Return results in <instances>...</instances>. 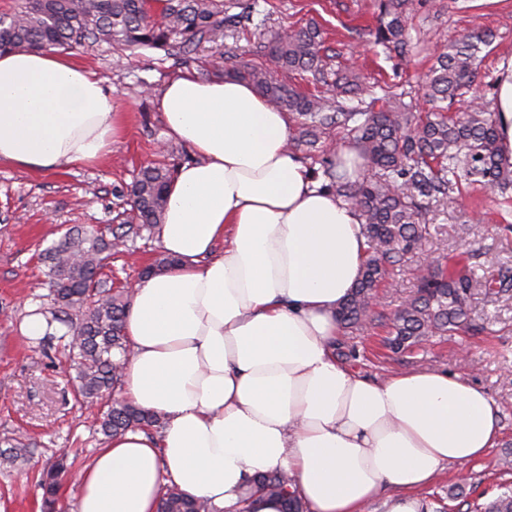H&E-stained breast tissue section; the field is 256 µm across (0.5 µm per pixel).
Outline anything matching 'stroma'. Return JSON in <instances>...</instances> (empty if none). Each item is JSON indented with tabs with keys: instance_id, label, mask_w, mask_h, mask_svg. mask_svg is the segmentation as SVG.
Segmentation results:
<instances>
[{
	"instance_id": "35a3bbf8",
	"label": "stroma",
	"mask_w": 512,
	"mask_h": 512,
	"mask_svg": "<svg viewBox=\"0 0 512 512\" xmlns=\"http://www.w3.org/2000/svg\"><path fill=\"white\" fill-rule=\"evenodd\" d=\"M254 27L227 36L224 48L238 58L255 60L263 35L288 26L316 22L324 31L331 68L353 67L364 88L363 101L384 87L422 104L423 77L438 49L459 35L489 30L471 97L489 102L498 66L512 56V0H419L412 14L409 56L399 57L374 45L377 0H253ZM78 63L105 79L128 122L122 140L102 163L52 172H26L0 165V449L14 440L31 442L28 460L0 468V512H41L39 473L55 456H67L70 471L58 494V512H75L81 471L105 444L93 414L79 403L68 365L57 343L31 341L20 324L31 309L49 313L40 253L78 225L106 230L132 219L125 191L139 169L167 160L172 145L157 109L156 93L182 72L161 50L128 52L108 46L70 53ZM423 244L406 254L380 288L375 319L342 332L336 357L357 374L380 380L424 368H441L467 378L498 408L501 436L482 458L445 467L421 496L429 512L446 499L451 512H474L476 505L512 484L502 466L512 456V287L472 289L468 311L472 327L435 337L410 353H393L385 344L386 319L415 289L428 260L461 261L473 280H512V196L467 184L444 201L431 204ZM129 255L113 256L106 272L114 288L126 287L162 250L159 238H139Z\"/></svg>"
}]
</instances>
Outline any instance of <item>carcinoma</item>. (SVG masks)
Instances as JSON below:
<instances>
[{
	"instance_id": "1",
	"label": "carcinoma",
	"mask_w": 512,
	"mask_h": 512,
	"mask_svg": "<svg viewBox=\"0 0 512 512\" xmlns=\"http://www.w3.org/2000/svg\"><path fill=\"white\" fill-rule=\"evenodd\" d=\"M231 13L224 0H22L0 14V50L63 49L106 44L135 51L162 49L184 65L195 60L204 44L220 46L224 37L252 22L253 7L237 0ZM374 43L401 55L411 51L408 20L413 0H379ZM490 31L469 33L440 48L429 69L426 112L389 91L363 108L350 109L341 96L357 95L361 84L348 69L331 71L322 55L323 37L315 24L291 27L260 43L264 62L235 61L224 67L200 68L201 78L231 74L252 83L277 109L295 121L290 145L319 154L326 188L358 209L368 242L360 278L339 307L336 318L344 329L370 317L377 288L389 268L421 242L423 202L446 198L462 183L512 190V162L501 151L494 118L472 101L454 113L450 107L473 83L477 54L491 43ZM308 75L315 91L306 92L278 78V73ZM336 127L354 144L371 174L354 179L339 170L335 151L327 146V131ZM174 168L164 163L144 166L128 190L137 223L112 228V238L70 228L42 255L60 325L58 341L76 370V397L96 402L98 431L110 437L127 430L158 433L161 416L125 401L110 399L123 382L131 349L123 332L130 291L112 288L103 270L112 251L141 236L153 235L166 205V189ZM473 281L464 269L435 264L424 271L416 293L389 319L390 345L405 352L431 336L446 335L469 320L467 295ZM34 449L12 446L1 452L0 464L28 458ZM68 472L61 457L45 467L38 480L43 512H56L62 476ZM261 493L280 501L281 512H307L295 480L284 473L255 477ZM158 512H211L209 504L168 487ZM483 512H512V490L494 497Z\"/></svg>"
}]
</instances>
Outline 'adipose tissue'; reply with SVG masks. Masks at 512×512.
<instances>
[{
  "label": "adipose tissue",
  "instance_id": "1",
  "mask_svg": "<svg viewBox=\"0 0 512 512\" xmlns=\"http://www.w3.org/2000/svg\"><path fill=\"white\" fill-rule=\"evenodd\" d=\"M177 167L159 237L174 268L136 280L123 393L160 434L112 437L79 479L77 512H157L164 486L242 512L260 473L295 478L308 512H423L445 466L500 438L494 402L432 368L382 380L334 354L335 312L366 257L358 211L289 150L291 120L245 81L185 72L157 95ZM494 117L512 159V60ZM103 78L56 50L0 53V164L94 165L124 133Z\"/></svg>",
  "mask_w": 512,
  "mask_h": 512
}]
</instances>
